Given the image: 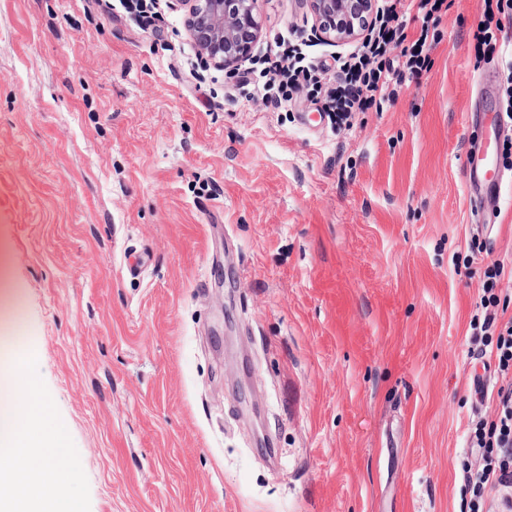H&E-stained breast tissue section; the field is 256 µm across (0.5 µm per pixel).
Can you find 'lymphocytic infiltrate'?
<instances>
[{
    "label": "lymphocytic infiltrate",
    "mask_w": 512,
    "mask_h": 512,
    "mask_svg": "<svg viewBox=\"0 0 512 512\" xmlns=\"http://www.w3.org/2000/svg\"><path fill=\"white\" fill-rule=\"evenodd\" d=\"M446 0H392L382 13L378 33L363 41L355 61L346 65L345 83L328 89V106L338 121L348 120L351 113L364 112L393 99L396 88L416 78L429 64L423 53L429 30L421 28L416 39H409L404 26L398 25V14L416 12L424 19L438 14ZM486 24L475 35L477 49L483 55L502 53L499 35L512 27V0H482ZM401 48L399 55L389 57L390 45ZM311 67L302 65L299 56L283 51L268 59L265 70L271 83L283 92L298 88L301 80L309 78ZM472 341L480 342L484 351L497 361L501 374H512V321L496 328L493 319L471 322ZM494 420L480 421L471 428L469 442L482 454L480 471L465 473L461 488L460 512H482V500L487 484L512 483V385L500 388L496 398Z\"/></svg>",
    "instance_id": "1"
}]
</instances>
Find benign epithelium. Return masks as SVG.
Segmentation results:
<instances>
[{
	"mask_svg": "<svg viewBox=\"0 0 512 512\" xmlns=\"http://www.w3.org/2000/svg\"><path fill=\"white\" fill-rule=\"evenodd\" d=\"M188 12L186 32L206 62L234 70L259 38L261 0H175ZM317 30L330 42L359 39L369 30L377 0H308Z\"/></svg>",
	"mask_w": 512,
	"mask_h": 512,
	"instance_id": "7a95c632",
	"label": "benign epithelium"
}]
</instances>
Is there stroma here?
<instances>
[{
	"mask_svg": "<svg viewBox=\"0 0 512 512\" xmlns=\"http://www.w3.org/2000/svg\"><path fill=\"white\" fill-rule=\"evenodd\" d=\"M128 2L0 0V336L35 353L90 512H459L506 382L470 322L512 320V190L465 168L494 134L512 179L480 0L341 128L315 86L203 64L176 0ZM259 20L243 70L293 41L332 84L356 49L307 0Z\"/></svg>",
	"mask_w": 512,
	"mask_h": 512,
	"instance_id": "obj_1",
	"label": "stroma"
}]
</instances>
